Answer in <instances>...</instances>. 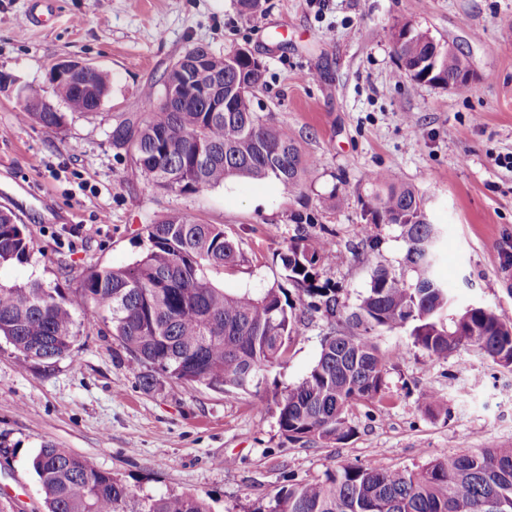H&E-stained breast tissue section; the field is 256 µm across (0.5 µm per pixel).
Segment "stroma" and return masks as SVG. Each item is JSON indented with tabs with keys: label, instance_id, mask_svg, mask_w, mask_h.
Segmentation results:
<instances>
[{
	"label": "stroma",
	"instance_id": "35a3bbf8",
	"mask_svg": "<svg viewBox=\"0 0 512 512\" xmlns=\"http://www.w3.org/2000/svg\"><path fill=\"white\" fill-rule=\"evenodd\" d=\"M34 0H0V203L35 243L24 264L0 267V282L37 280L75 291L89 269L129 267L147 244L146 227L173 210L223 226L245 263L213 273L229 291L285 286L280 254L302 234L329 228L340 264L323 269L348 308L365 294L376 264L411 276L396 224H369L364 212L384 172L411 185L443 247L437 267L451 302L444 321L479 304L512 322V0H265L240 15L236 0H54L43 23H27ZM409 22L459 49L473 74L459 89L398 75L382 28ZM215 55L239 47L264 64L258 115L286 127L317 162L302 185L234 178L187 195L149 187L111 133L133 102L149 103L165 70L186 49ZM87 63L110 75L93 112L66 104L57 132L21 119L17 91L52 97L57 61ZM336 194L335 209L318 200ZM311 214L309 224L293 221ZM331 323L305 317L288 363L264 371L268 402L225 395L167 378L144 389L120 340L101 323L77 318L70 358L22 362L0 340V512H45L32 468L51 443L90 457L136 496L188 493L213 512H262L289 479L312 480L343 463L414 470L445 451L512 443V369L474 351L437 358L412 346L407 330L379 331L392 358L384 402L350 410L352 438L287 441L272 400L317 361ZM438 391L447 415L418 407Z\"/></svg>",
	"mask_w": 512,
	"mask_h": 512
}]
</instances>
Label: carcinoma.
Masks as SVG:
<instances>
[{"label": "carcinoma", "mask_w": 512, "mask_h": 512, "mask_svg": "<svg viewBox=\"0 0 512 512\" xmlns=\"http://www.w3.org/2000/svg\"><path fill=\"white\" fill-rule=\"evenodd\" d=\"M395 45L399 73L421 83L455 85L469 63L452 46L442 47L409 22L383 29ZM203 58L196 83L224 79V111L208 112L199 99L164 101L176 70L163 73L161 89L146 111L132 109L112 127V145L134 158L159 191L191 194L234 177L275 179L286 187L305 181L315 169L288 131L262 121L254 110L264 65L237 48L216 56L195 47L180 56ZM107 74L93 69L82 79L55 80L53 96L82 112L98 109L108 92ZM20 115L56 131L61 112L40 108L36 99L20 102ZM369 209L372 224H398L408 244L414 277L407 280L378 264L369 287L346 327L323 336L318 360L301 382L277 400L282 436L293 442L336 443L354 435L349 409L384 396L389 356L371 332L409 330L411 344L435 356L477 350L512 368V324L495 311L472 306L447 325L442 312L451 300L435 275L440 233L428 221L415 190L382 173ZM148 248L126 268H93L76 292L46 288L39 281L0 284V337L25 360L54 363L72 353L73 327L80 314L112 325L145 388L158 377L185 385L201 384L220 393L259 395L263 372L288 361L298 339L297 316L279 288L259 293L228 292L209 273L245 262V256L216 224H203L181 211L147 225ZM34 248L27 227L9 209L0 210V266L25 263ZM339 256L325 238L299 237L281 253L290 280L307 297L308 314L336 317L339 300L320 270ZM418 406L444 411L440 395L425 389ZM32 466L44 493L45 512H211L188 494L134 497L121 479L89 458L52 444L43 445ZM268 512H512V446L447 452L406 471L343 464L323 478L295 481L273 497Z\"/></svg>", "instance_id": "carcinoma-1"}]
</instances>
